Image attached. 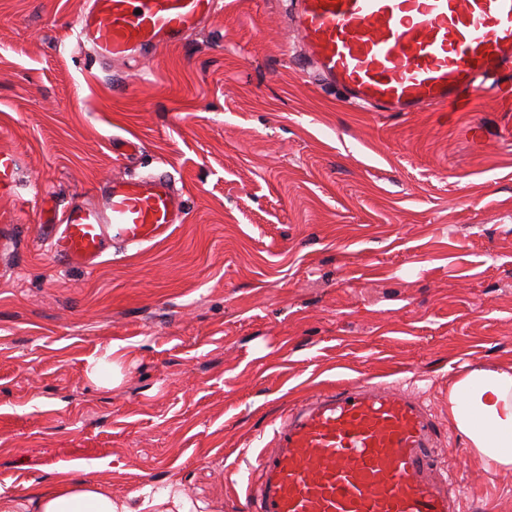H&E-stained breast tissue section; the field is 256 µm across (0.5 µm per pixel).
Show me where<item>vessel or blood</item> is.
I'll use <instances>...</instances> for the list:
<instances>
[{
	"instance_id": "1",
	"label": "vessel or blood",
	"mask_w": 512,
	"mask_h": 512,
	"mask_svg": "<svg viewBox=\"0 0 512 512\" xmlns=\"http://www.w3.org/2000/svg\"><path fill=\"white\" fill-rule=\"evenodd\" d=\"M219 0H87L80 40L103 60L179 46ZM305 56L344 98L387 112H461L478 78L512 112V0H294ZM21 156L0 151V198L18 194ZM187 216L169 178L121 176L97 200L62 211L46 234L54 258L92 269L108 243L144 249ZM435 422L419 396L353 383L290 408L257 456L246 490L255 512H457L432 453Z\"/></svg>"
}]
</instances>
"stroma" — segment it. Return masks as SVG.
I'll return each instance as SVG.
<instances>
[{
  "instance_id": "obj_1",
  "label": "stroma",
  "mask_w": 512,
  "mask_h": 512,
  "mask_svg": "<svg viewBox=\"0 0 512 512\" xmlns=\"http://www.w3.org/2000/svg\"><path fill=\"white\" fill-rule=\"evenodd\" d=\"M83 0H0V150L22 153L0 249V489L83 463L122 502L179 485L249 512L240 477L279 419L354 380L419 392L460 512H512L448 420L465 365L512 362V112L360 111L309 70L282 0H223L181 46L101 63ZM116 138L141 144L134 159ZM167 173V241L57 262L42 208L115 176ZM112 352L121 381L87 360ZM86 373L91 381L101 385L112 384L114 386L119 380L118 363L110 358L109 352L89 358Z\"/></svg>"
}]
</instances>
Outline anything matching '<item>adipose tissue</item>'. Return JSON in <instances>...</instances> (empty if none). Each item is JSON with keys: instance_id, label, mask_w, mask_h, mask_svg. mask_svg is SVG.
Segmentation results:
<instances>
[{"instance_id": "ef3b65f1", "label": "adipose tissue", "mask_w": 512, "mask_h": 512, "mask_svg": "<svg viewBox=\"0 0 512 512\" xmlns=\"http://www.w3.org/2000/svg\"><path fill=\"white\" fill-rule=\"evenodd\" d=\"M448 417L486 471L512 469V363L467 367L448 387ZM0 512H128L111 488L72 477L18 495L0 490Z\"/></svg>"}]
</instances>
